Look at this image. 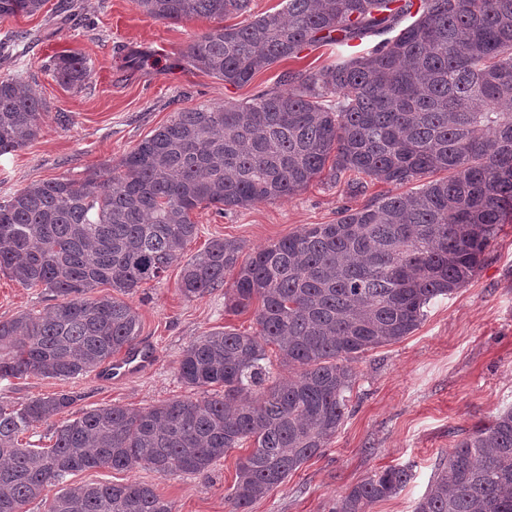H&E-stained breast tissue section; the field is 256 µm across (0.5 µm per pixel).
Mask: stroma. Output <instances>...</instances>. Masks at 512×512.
<instances>
[{
    "label": "stroma",
    "mask_w": 512,
    "mask_h": 512,
    "mask_svg": "<svg viewBox=\"0 0 512 512\" xmlns=\"http://www.w3.org/2000/svg\"><path fill=\"white\" fill-rule=\"evenodd\" d=\"M57 3L47 0L38 14L0 21V36L32 33L20 74L48 105L37 138L0 156V200L33 182L61 176L80 180L91 169L118 163L182 108L246 102L258 91L278 86L288 70L328 65L378 42L370 36L354 48L311 47L302 59L278 62L250 83L233 87L182 59L191 36L212 28V20L158 21L132 0H76L75 14L66 18L56 15ZM64 50L86 57L92 70L86 85L68 88L43 71L48 58ZM136 56L144 57L142 66H132ZM61 112L69 115L68 126L60 125ZM396 191L393 185L371 183L354 194L345 182L324 176L284 199L222 213L200 208L193 213L198 235L187 252L196 254L209 240L226 238L239 242L247 257L307 225L334 223L344 209ZM179 275V266H172L162 281L143 284L125 297L141 319L139 343L155 353L145 369L122 378L94 371L64 383L34 375L0 381V401L24 402L63 389L75 397L65 415L22 434L23 444L51 446L63 419L91 407L146 408L175 398L204 397V390L180 379L183 350L211 330L254 331L253 314L226 311L220 288L184 297L177 288ZM54 303L41 289L21 287L0 274V320L40 312ZM354 367L356 384L327 448L254 502L250 512H330L337 498L389 466L408 468L410 480L396 496L375 502L370 512H413L434 475L446 466L454 442L474 425L512 408V224L502 225L483 267L466 286L432 300L418 329L369 351ZM242 454L235 449L201 474L161 476L144 468H99L68 476L67 481L136 480L153 485L171 502L173 512H232L228 494Z\"/></svg>",
    "instance_id": "35a3bbf8"
}]
</instances>
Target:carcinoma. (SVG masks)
Wrapping results in <instances>:
<instances>
[{
    "mask_svg": "<svg viewBox=\"0 0 512 512\" xmlns=\"http://www.w3.org/2000/svg\"><path fill=\"white\" fill-rule=\"evenodd\" d=\"M47 0H0V19L34 15ZM167 22L220 25L194 36L183 58L236 87L316 46H344L412 21L367 53L290 70L242 104L182 108L115 164L82 181L33 183L0 201V273L61 302L0 321V381L34 374L68 380L99 368L140 335L128 295L181 265L186 298L224 286L233 313L254 308L255 329L209 331L179 361L202 400L83 411L49 448L20 434L63 413L61 391L0 402V512H172L144 482L65 484L97 468L198 474L245 443L228 495L248 512L327 447L356 381L353 363L413 333L424 308L480 270L502 224L512 223V0H283L281 10L224 25L251 0H133ZM30 34L7 32L0 60L24 54ZM61 84L91 78L85 56L44 64ZM46 103L20 77L0 75V155L34 140ZM448 176L429 179L441 172ZM328 173L416 191L381 195L311 224L239 262L242 246L215 238L182 261L198 235L197 208H247L286 198ZM296 369L269 383L267 347ZM409 471H377L332 512H368L397 494ZM59 485L52 498L45 488ZM414 512H512V409L474 426L448 452Z\"/></svg>",
    "mask_w": 512,
    "mask_h": 512,
    "instance_id": "carcinoma-1",
    "label": "carcinoma"
}]
</instances>
